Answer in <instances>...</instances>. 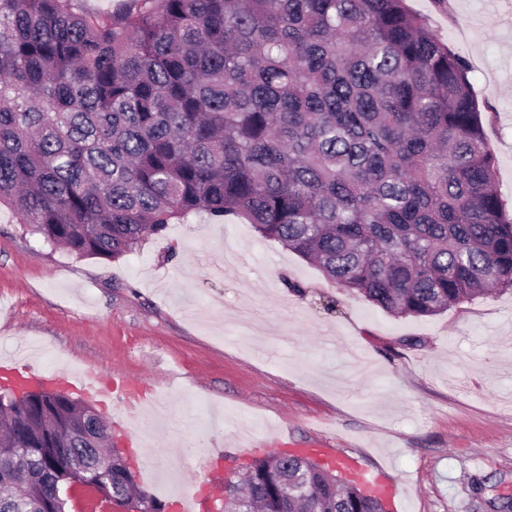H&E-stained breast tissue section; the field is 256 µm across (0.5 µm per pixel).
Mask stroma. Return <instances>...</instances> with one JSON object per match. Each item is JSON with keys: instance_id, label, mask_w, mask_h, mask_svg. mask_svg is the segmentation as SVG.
Listing matches in <instances>:
<instances>
[{"instance_id": "obj_1", "label": "stroma", "mask_w": 512, "mask_h": 512, "mask_svg": "<svg viewBox=\"0 0 512 512\" xmlns=\"http://www.w3.org/2000/svg\"><path fill=\"white\" fill-rule=\"evenodd\" d=\"M407 4L469 65L512 215V0ZM26 345L60 388L93 367L163 403L158 419L119 398L104 414L175 470L138 480L166 505L221 493L212 450L242 462L283 436L386 473L402 489L389 512L512 501L510 289L394 317L235 218L189 216L112 261L51 247L1 206L0 357Z\"/></svg>"}]
</instances>
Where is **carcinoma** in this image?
Returning <instances> with one entry per match:
<instances>
[{"instance_id":"1","label":"carcinoma","mask_w":512,"mask_h":512,"mask_svg":"<svg viewBox=\"0 0 512 512\" xmlns=\"http://www.w3.org/2000/svg\"><path fill=\"white\" fill-rule=\"evenodd\" d=\"M468 68L406 0H0V205L52 246L119 259L233 216L395 317L512 289V219ZM81 403L0 399V512L141 490ZM73 449L69 470L57 450ZM228 512H385L270 452Z\"/></svg>"}]
</instances>
